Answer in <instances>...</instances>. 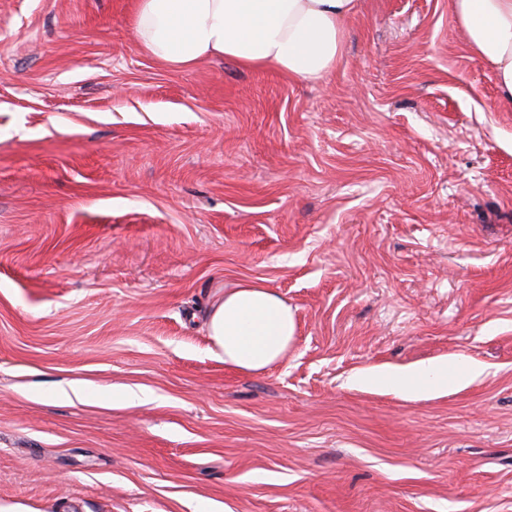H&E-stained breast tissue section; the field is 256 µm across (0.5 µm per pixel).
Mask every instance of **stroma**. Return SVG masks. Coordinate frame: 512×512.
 <instances>
[{"label":"stroma","mask_w":512,"mask_h":512,"mask_svg":"<svg viewBox=\"0 0 512 512\" xmlns=\"http://www.w3.org/2000/svg\"><path fill=\"white\" fill-rule=\"evenodd\" d=\"M132 9L0 0V507L512 512V109L450 0H358L316 83ZM243 282L297 321L258 374L206 329ZM360 381L364 385H386L402 397L413 398L448 386V364L421 365L406 370L371 369Z\"/></svg>","instance_id":"obj_1"}]
</instances>
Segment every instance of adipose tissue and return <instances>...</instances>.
I'll list each match as a JSON object with an SVG mask.
<instances>
[{"mask_svg":"<svg viewBox=\"0 0 512 512\" xmlns=\"http://www.w3.org/2000/svg\"><path fill=\"white\" fill-rule=\"evenodd\" d=\"M469 52L492 70L502 105L512 108V0H450ZM356 0H135L139 48L175 68L224 57L317 82L342 60L345 22ZM208 335L225 366L260 373L282 360L296 336L295 312L258 283L226 290L211 305ZM360 381L413 398L448 384L444 363L372 369Z\"/></svg>","mask_w":512,"mask_h":512,"instance_id":"obj_1","label":"adipose tissue"}]
</instances>
